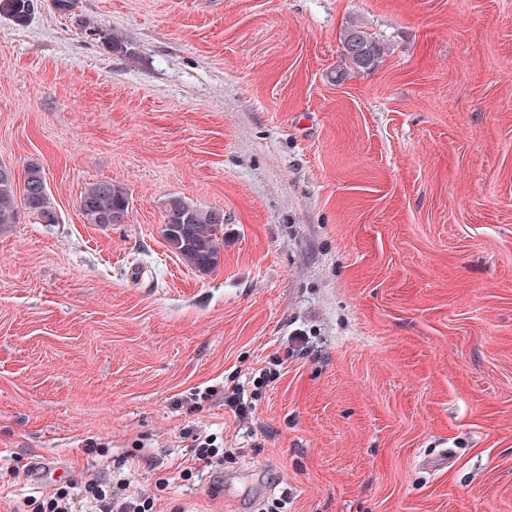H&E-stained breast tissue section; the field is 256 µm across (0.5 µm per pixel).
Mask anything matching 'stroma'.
<instances>
[{
  "label": "stroma",
  "instance_id": "stroma-1",
  "mask_svg": "<svg viewBox=\"0 0 512 512\" xmlns=\"http://www.w3.org/2000/svg\"><path fill=\"white\" fill-rule=\"evenodd\" d=\"M353 21L391 53L337 83ZM0 163L59 218L0 234V512L104 463L155 512H512V0H40ZM170 196L223 209L212 272ZM43 188L46 189V194H43ZM23 201L25 210L29 215L35 217L36 223H58L56 210L48 194L46 178L42 168L37 164H30L25 170ZM127 189L119 183L97 180L88 183L81 193L78 208L89 224H102L101 215L112 211H128L129 198ZM211 436L212 434H204L202 430L192 434V446L196 448V451H198L197 454L203 457L197 459H205L209 464L208 466H215L224 469V454L226 456H230V452L231 454H233V452L226 449L224 451V448L221 449V452L220 448H211L214 446V440Z\"/></svg>",
  "mask_w": 512,
  "mask_h": 512
}]
</instances>
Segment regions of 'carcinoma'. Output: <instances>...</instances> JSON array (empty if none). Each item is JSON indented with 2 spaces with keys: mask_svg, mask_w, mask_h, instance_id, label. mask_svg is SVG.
Wrapping results in <instances>:
<instances>
[{
  "mask_svg": "<svg viewBox=\"0 0 512 512\" xmlns=\"http://www.w3.org/2000/svg\"><path fill=\"white\" fill-rule=\"evenodd\" d=\"M30 0H0V15L9 17L18 25L25 24L31 12ZM342 67L336 70V80L348 74L377 68L390 51L389 45L369 33L365 26L350 23L342 35ZM47 181L42 168L31 164L25 170L23 201L27 213L37 223L56 224L58 217L49 194L43 193ZM78 208L90 224L99 223V217L113 211H128L127 189L119 183L97 180L88 183L81 193ZM164 225L169 227L167 242L189 266L208 272L215 269L221 254L217 247L219 226L224 210L200 207L181 197H169L164 205ZM19 223L16 197V179L0 177V233L10 231Z\"/></svg>",
  "mask_w": 512,
  "mask_h": 512,
  "instance_id": "1",
  "label": "carcinoma"
}]
</instances>
